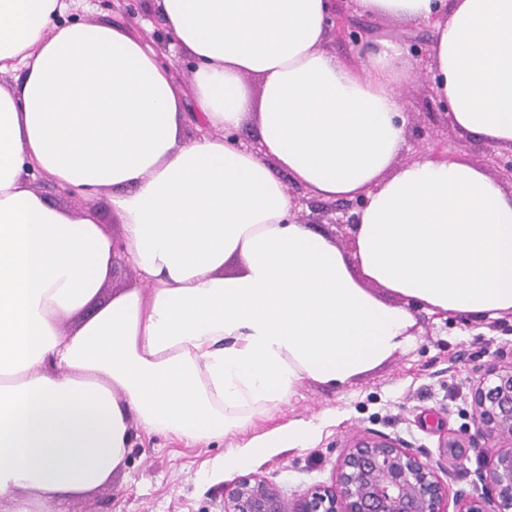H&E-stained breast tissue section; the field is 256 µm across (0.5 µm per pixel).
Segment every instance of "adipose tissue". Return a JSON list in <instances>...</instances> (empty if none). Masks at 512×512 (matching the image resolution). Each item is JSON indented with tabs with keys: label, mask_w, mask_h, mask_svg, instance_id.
I'll list each match as a JSON object with an SVG mask.
<instances>
[{
	"label": "adipose tissue",
	"mask_w": 512,
	"mask_h": 512,
	"mask_svg": "<svg viewBox=\"0 0 512 512\" xmlns=\"http://www.w3.org/2000/svg\"><path fill=\"white\" fill-rule=\"evenodd\" d=\"M357 3L386 26L353 66L327 49L333 0H155L197 61L186 93L122 26L0 0V74L24 72L0 84V499L52 512L124 469L137 431L235 437L228 464L305 446L303 422L249 430L305 382L386 361L409 303L512 312V191L462 155L399 162L415 64L394 35L429 26L454 127L512 146V0ZM190 100L208 134L184 130ZM250 122L255 145L225 140ZM33 170L86 208L50 203ZM285 174L320 200L364 198L353 254L290 222ZM106 190L117 240L89 205ZM119 259L141 284L101 302Z\"/></svg>",
	"instance_id": "ef3b65f1"
}]
</instances>
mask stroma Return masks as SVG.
<instances>
[{"mask_svg":"<svg viewBox=\"0 0 512 512\" xmlns=\"http://www.w3.org/2000/svg\"><path fill=\"white\" fill-rule=\"evenodd\" d=\"M62 18L120 23L136 37L144 25L140 18L122 21L110 0H69ZM426 88L414 76L402 90L406 111L415 115L402 160L418 154L428 132L447 141L449 156L462 152L483 167L489 155L512 156L511 150L464 139L445 122L424 117ZM413 313L416 324L408 344L380 366L336 388L304 384L287 404L257 420L259 433L291 421L309 423L314 437L307 447L284 448L261 461L228 467L225 440L192 447L163 436L137 437L122 472L92 491L59 496L54 512H224L225 484L253 474L290 498L331 483L349 438L363 430L397 438L421 460L438 459L443 435L473 430L471 392L480 378L478 368L500 345H512V313L480 318L419 306Z\"/></svg>","mask_w":512,"mask_h":512,"instance_id":"35a3bbf8","label":"stroma"}]
</instances>
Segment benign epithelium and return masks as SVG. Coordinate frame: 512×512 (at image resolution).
Segmentation results:
<instances>
[{
    "mask_svg": "<svg viewBox=\"0 0 512 512\" xmlns=\"http://www.w3.org/2000/svg\"><path fill=\"white\" fill-rule=\"evenodd\" d=\"M327 25L359 52L376 30L367 18L337 9ZM175 42L174 33L167 31L157 44L160 62L169 67L177 65L168 51ZM292 197L295 205L320 211L327 224L355 243L363 198L320 201L300 187ZM472 406L475 433L441 440L440 457L446 460L469 446L485 457L486 465L477 473L481 486L456 492L452 502L432 462H422L386 434L364 432L349 440L332 484L287 499L261 477L241 479L224 486V512H512V348H498L483 365Z\"/></svg>",
    "mask_w": 512,
    "mask_h": 512,
    "instance_id": "benign-epithelium-1",
    "label": "benign epithelium"
}]
</instances>
